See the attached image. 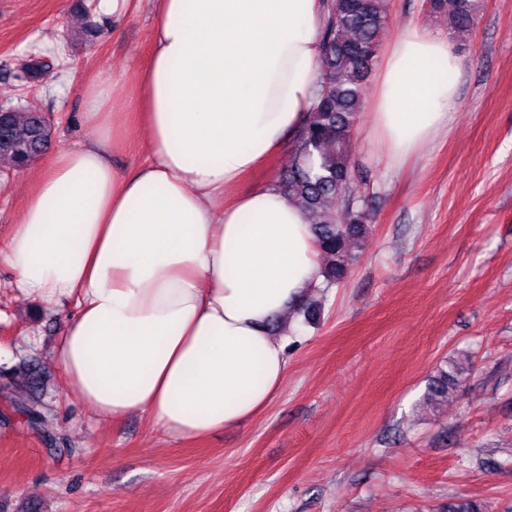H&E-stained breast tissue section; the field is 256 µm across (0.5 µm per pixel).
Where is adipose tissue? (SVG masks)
Instances as JSON below:
<instances>
[{
  "label": "adipose tissue",
  "mask_w": 512,
  "mask_h": 512,
  "mask_svg": "<svg viewBox=\"0 0 512 512\" xmlns=\"http://www.w3.org/2000/svg\"><path fill=\"white\" fill-rule=\"evenodd\" d=\"M323 0H158L138 79L147 158L123 172L114 90L83 87L89 142L52 151L0 243L22 296L73 303L53 349L66 393L106 420L200 439L263 412L291 316L320 282L307 212L242 181L305 123ZM463 63L407 24L381 54L372 133L392 165L447 130Z\"/></svg>",
  "instance_id": "ef3b65f1"
}]
</instances>
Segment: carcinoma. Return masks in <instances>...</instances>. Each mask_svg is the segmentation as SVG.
<instances>
[{
    "label": "carcinoma",
    "mask_w": 512,
    "mask_h": 512,
    "mask_svg": "<svg viewBox=\"0 0 512 512\" xmlns=\"http://www.w3.org/2000/svg\"><path fill=\"white\" fill-rule=\"evenodd\" d=\"M428 2L431 13H448L451 29L468 28L477 9L476 0ZM389 21L387 0H327L318 61L320 91L297 134L294 163L277 180L281 190L317 218L314 234L327 258L320 274L328 286L345 278L353 261L349 246L368 231L363 201L356 191L351 141L370 62ZM51 141V125L42 113L19 105L0 110V157L15 168L26 167ZM461 370L463 364L456 360L440 369L429 384L428 398H448ZM13 401L45 419L27 389L15 387ZM446 512H484V506L461 497L448 503Z\"/></svg>",
    "instance_id": "obj_1"
}]
</instances>
